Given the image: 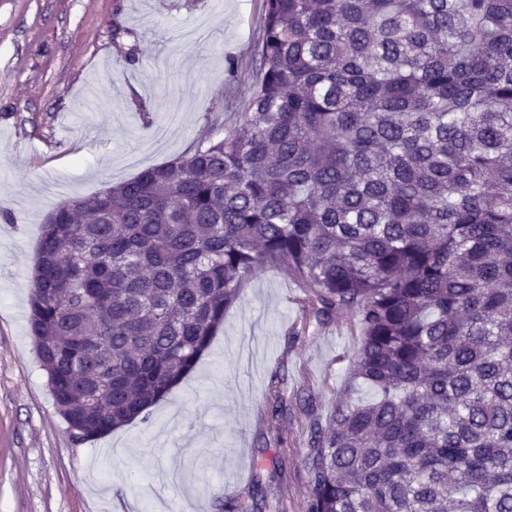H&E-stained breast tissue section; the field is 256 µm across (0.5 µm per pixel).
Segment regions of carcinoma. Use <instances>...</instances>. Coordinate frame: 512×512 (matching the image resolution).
<instances>
[{"mask_svg": "<svg viewBox=\"0 0 512 512\" xmlns=\"http://www.w3.org/2000/svg\"><path fill=\"white\" fill-rule=\"evenodd\" d=\"M238 108L46 215L28 325L71 436L147 421L283 267L378 392L311 424L307 512H512V0H263Z\"/></svg>", "mask_w": 512, "mask_h": 512, "instance_id": "carcinoma-1", "label": "carcinoma"}]
</instances>
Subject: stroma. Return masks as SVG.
Masks as SVG:
<instances>
[{"label":"stroma","instance_id":"1","mask_svg":"<svg viewBox=\"0 0 512 512\" xmlns=\"http://www.w3.org/2000/svg\"><path fill=\"white\" fill-rule=\"evenodd\" d=\"M121 5L127 62L113 39ZM262 0H0V512H306L308 419L374 389L354 378L346 314L302 318L286 271L248 277L194 371L134 421L74 442L29 333L45 215L223 138L252 81ZM287 361L291 409L265 390ZM288 462L285 478L275 458ZM284 379L280 374L276 375L269 384L266 391V403L270 415L274 419L282 418L286 412L285 399L281 385Z\"/></svg>","mask_w":512,"mask_h":512}]
</instances>
